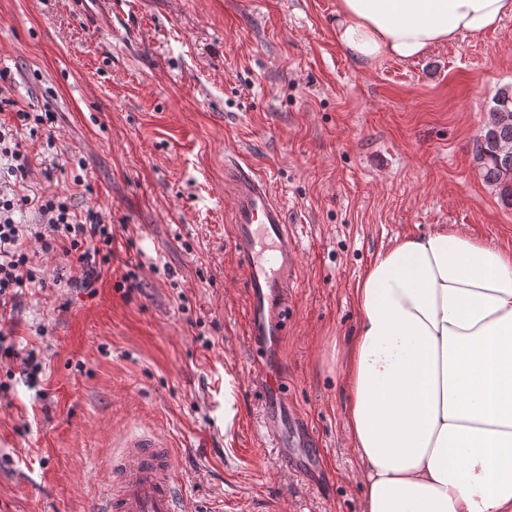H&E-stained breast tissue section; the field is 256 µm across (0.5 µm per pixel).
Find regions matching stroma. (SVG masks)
Here are the masks:
<instances>
[{"label":"stroma","mask_w":512,"mask_h":512,"mask_svg":"<svg viewBox=\"0 0 512 512\" xmlns=\"http://www.w3.org/2000/svg\"><path fill=\"white\" fill-rule=\"evenodd\" d=\"M337 0H0V70L29 112L26 189L65 194L114 228L91 288L44 261L52 288L0 305V512H88L112 435L175 444L174 475L232 512H359L336 339L354 288L405 234L456 224L512 250V207L473 142L512 84V18L414 61L362 63ZM253 166L298 244L288 323L248 337L230 245L228 153ZM138 263L139 286L115 283ZM43 371L28 383L22 360ZM235 431L224 436V376Z\"/></svg>","instance_id":"1"}]
</instances>
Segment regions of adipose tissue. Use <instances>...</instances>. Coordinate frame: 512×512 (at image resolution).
Here are the masks:
<instances>
[{
	"label": "adipose tissue",
	"instance_id": "ef3b65f1",
	"mask_svg": "<svg viewBox=\"0 0 512 512\" xmlns=\"http://www.w3.org/2000/svg\"><path fill=\"white\" fill-rule=\"evenodd\" d=\"M512 0H337L364 63L493 28ZM343 337L360 512H512V251L461 228L407 234L355 290Z\"/></svg>",
	"mask_w": 512,
	"mask_h": 512
}]
</instances>
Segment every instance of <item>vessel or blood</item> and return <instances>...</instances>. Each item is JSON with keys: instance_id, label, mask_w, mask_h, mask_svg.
Wrapping results in <instances>:
<instances>
[{"instance_id": "1", "label": "vessel or blood", "mask_w": 512, "mask_h": 512, "mask_svg": "<svg viewBox=\"0 0 512 512\" xmlns=\"http://www.w3.org/2000/svg\"><path fill=\"white\" fill-rule=\"evenodd\" d=\"M229 163L232 246L247 271L249 333L276 336L284 319L267 322L262 315L266 302L285 303L297 281V243L267 182L237 158ZM112 444L108 482L92 512H224L223 499L205 504L183 492L174 477V450L166 438L150 430L130 431L113 438Z\"/></svg>"}]
</instances>
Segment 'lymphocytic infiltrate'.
<instances>
[{"label":"lymphocytic infiltrate","instance_id":"obj_1","mask_svg":"<svg viewBox=\"0 0 512 512\" xmlns=\"http://www.w3.org/2000/svg\"><path fill=\"white\" fill-rule=\"evenodd\" d=\"M30 163L12 126L0 122V300L18 298L25 290L48 284L46 272L35 263L36 252L58 254L76 262L79 283L93 287L101 271L112 263V227L97 211L77 218L66 196L18 194ZM34 208L41 221L23 224L16 212Z\"/></svg>","mask_w":512,"mask_h":512}]
</instances>
